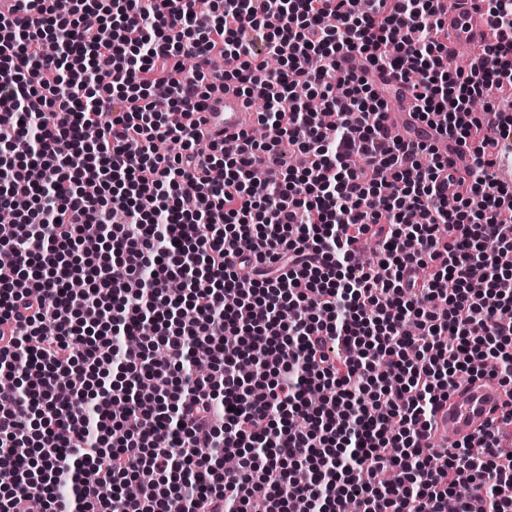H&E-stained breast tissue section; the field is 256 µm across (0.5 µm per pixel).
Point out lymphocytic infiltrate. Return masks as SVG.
<instances>
[{
  "label": "lymphocytic infiltrate",
  "mask_w": 512,
  "mask_h": 512,
  "mask_svg": "<svg viewBox=\"0 0 512 512\" xmlns=\"http://www.w3.org/2000/svg\"><path fill=\"white\" fill-rule=\"evenodd\" d=\"M21 2L0 512H512V441H430L459 381L512 388V0L454 71L438 0ZM213 71L265 138H207Z\"/></svg>",
  "instance_id": "lymphocytic-infiltrate-1"
}]
</instances>
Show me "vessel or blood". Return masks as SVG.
<instances>
[{"label":"vessel or blood","instance_id":"b4317fda","mask_svg":"<svg viewBox=\"0 0 512 512\" xmlns=\"http://www.w3.org/2000/svg\"><path fill=\"white\" fill-rule=\"evenodd\" d=\"M440 13L455 45L486 41L492 34L486 15L474 9L470 0H441ZM201 108L206 127L216 139L236 136L252 129L255 123V114L247 108L244 98L230 90L215 89L203 100ZM507 399L503 387L492 379L459 384L436 413L433 443L439 448H451L483 435L499 416Z\"/></svg>","mask_w":512,"mask_h":512}]
</instances>
